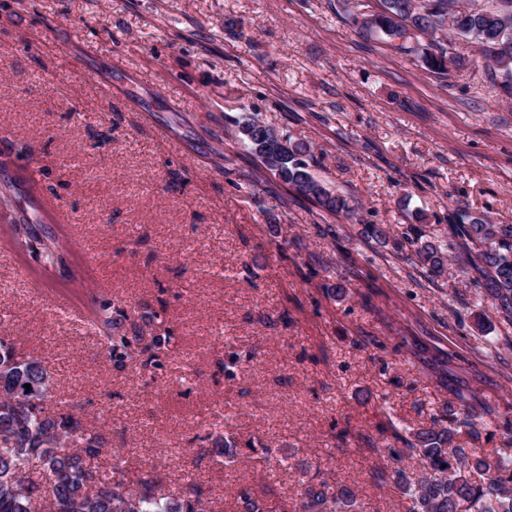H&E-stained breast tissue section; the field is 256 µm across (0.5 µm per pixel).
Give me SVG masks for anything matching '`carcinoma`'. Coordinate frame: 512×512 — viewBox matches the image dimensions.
<instances>
[{"label":"carcinoma","mask_w":512,"mask_h":512,"mask_svg":"<svg viewBox=\"0 0 512 512\" xmlns=\"http://www.w3.org/2000/svg\"><path fill=\"white\" fill-rule=\"evenodd\" d=\"M382 10L363 27L419 57L426 70L443 74L464 59L448 51L443 35L472 40L487 66L486 77L512 97V0H485L461 5L459 0H381ZM418 31L404 37L407 28ZM428 36L422 42L419 36ZM239 140L279 181L330 213L357 217L358 204L328 187L310 171L311 147L286 139L251 116L237 121ZM9 197L0 203V219L14 228L13 245L37 252L44 267L60 260V243L52 236L35 238L13 221ZM360 235L398 252L410 251L434 275L456 260L472 273L505 321H512V224L471 219L460 210L448 214V240L432 241L422 226L410 225L398 238L382 224L358 221ZM98 321L106 331L104 355L112 362H134L152 373L169 362L171 337L146 339L115 327L109 306L100 304ZM0 512H205L197 498L164 497L149 471L132 480L120 464L101 472L90 465L103 451V434L83 428L73 410L49 413L44 382L52 375L42 361L19 356L0 336ZM30 385L25 391L24 385ZM476 409L465 402L449 406L429 424L402 435L389 423L392 437L404 448L388 449L391 471L376 475L399 493L404 512H512V463L494 460L483 448H465L457 438L479 439ZM417 456L422 469L408 474L403 458ZM300 512H358L356 488L326 482L309 485ZM237 512H289L287 504L264 507L249 490L237 494Z\"/></svg>","instance_id":"obj_1"}]
</instances>
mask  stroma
<instances>
[{
    "label": "stroma",
    "instance_id": "35a3bbf8",
    "mask_svg": "<svg viewBox=\"0 0 512 512\" xmlns=\"http://www.w3.org/2000/svg\"><path fill=\"white\" fill-rule=\"evenodd\" d=\"M342 1L0 0V193L65 243L46 270L0 230L5 334L51 372L50 408L104 434L97 465L193 480L206 512H236L243 488L296 504L323 481L403 512L371 478L396 444L381 425L461 398L512 418V324L467 275L365 241L237 137L247 114L309 144L313 174L394 233L444 237L456 208L512 224V100L480 51L453 38L465 66L431 73ZM102 300L122 331H171L172 368L113 366ZM224 433L235 461L210 440Z\"/></svg>",
    "mask_w": 512,
    "mask_h": 512
}]
</instances>
